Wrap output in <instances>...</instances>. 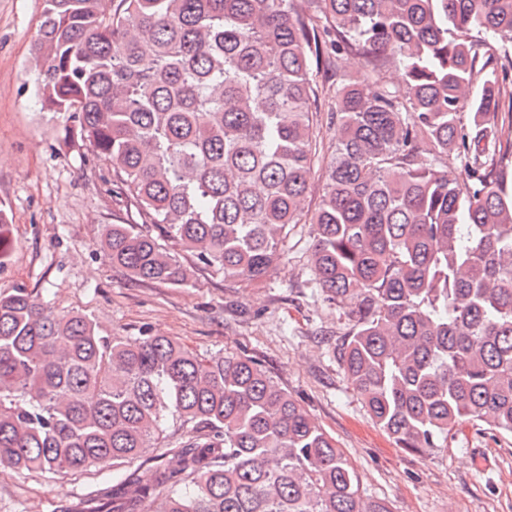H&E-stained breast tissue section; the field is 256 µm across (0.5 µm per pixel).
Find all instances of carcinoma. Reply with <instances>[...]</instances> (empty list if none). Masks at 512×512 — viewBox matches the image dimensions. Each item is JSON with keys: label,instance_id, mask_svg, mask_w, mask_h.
<instances>
[{"label": "carcinoma", "instance_id": "carcinoma-1", "mask_svg": "<svg viewBox=\"0 0 512 512\" xmlns=\"http://www.w3.org/2000/svg\"><path fill=\"white\" fill-rule=\"evenodd\" d=\"M351 51L367 66L336 88L326 148L313 66ZM32 52L36 97L134 209L103 225L113 266L189 287L171 243L251 286L308 224L311 288L350 303L339 359L376 425L418 454L464 423L512 437V0H44ZM171 428L180 469L85 512H392L252 358L0 291V471L104 474Z\"/></svg>", "mask_w": 512, "mask_h": 512}]
</instances>
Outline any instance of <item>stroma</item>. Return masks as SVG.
<instances>
[{
	"mask_svg": "<svg viewBox=\"0 0 512 512\" xmlns=\"http://www.w3.org/2000/svg\"><path fill=\"white\" fill-rule=\"evenodd\" d=\"M43 0H0V202L15 248L0 258V289L41 292L62 313L90 316L110 336L142 329L193 350L253 356L332 436L366 495L393 512H512V437L463 424L422 457L376 427L337 356L347 319L312 297L309 227L288 236L283 260L257 285L236 287L193 271V287L138 282L98 245L102 225L127 224L106 166L65 139L63 122L40 112L29 85L31 48ZM87 472L49 479L0 472V512H82L114 478Z\"/></svg>",
	"mask_w": 512,
	"mask_h": 512,
	"instance_id": "1",
	"label": "stroma"
}]
</instances>
